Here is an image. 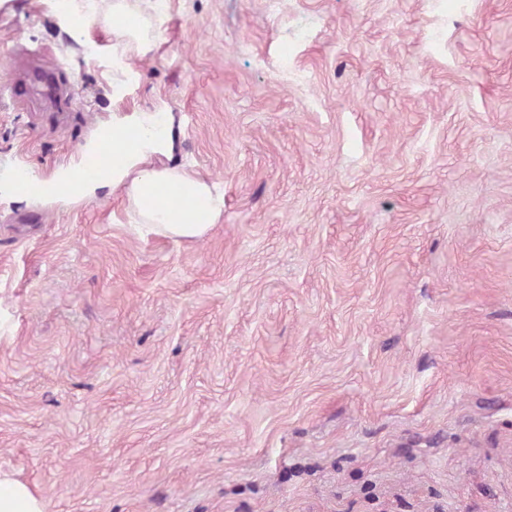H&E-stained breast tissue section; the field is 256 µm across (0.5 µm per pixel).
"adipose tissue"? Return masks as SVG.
Returning <instances> with one entry per match:
<instances>
[{
  "label": "adipose tissue",
  "mask_w": 512,
  "mask_h": 512,
  "mask_svg": "<svg viewBox=\"0 0 512 512\" xmlns=\"http://www.w3.org/2000/svg\"><path fill=\"white\" fill-rule=\"evenodd\" d=\"M161 23V16H142L133 0H113L112 122L102 126L88 146L92 152L111 149L112 164L88 179L81 163H69L46 196L66 200L73 194H118L126 202L127 224L136 234L200 238L224 214L223 188L176 161L175 118L164 101L123 104L136 82L131 61L146 57L161 43Z\"/></svg>",
  "instance_id": "ef3b65f1"
}]
</instances>
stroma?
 <instances>
[{"label": "stroma", "instance_id": "1", "mask_svg": "<svg viewBox=\"0 0 512 512\" xmlns=\"http://www.w3.org/2000/svg\"><path fill=\"white\" fill-rule=\"evenodd\" d=\"M131 94L200 239L0 181V476L44 512H512V0H169ZM35 55L77 99L13 98ZM112 120V53L0 0V163Z\"/></svg>", "mask_w": 512, "mask_h": 512}]
</instances>
